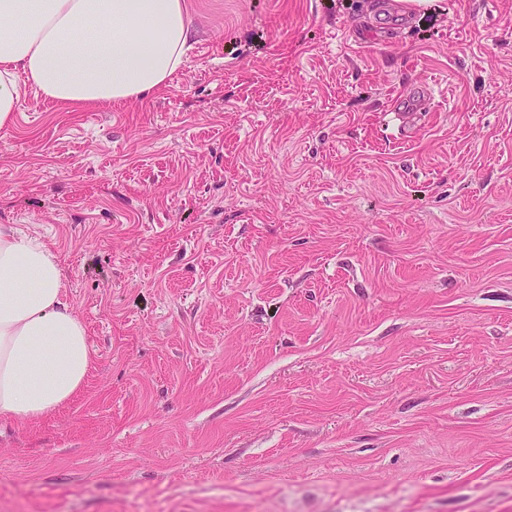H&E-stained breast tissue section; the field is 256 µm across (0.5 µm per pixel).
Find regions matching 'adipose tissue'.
I'll return each mask as SVG.
<instances>
[{"mask_svg": "<svg viewBox=\"0 0 512 512\" xmlns=\"http://www.w3.org/2000/svg\"><path fill=\"white\" fill-rule=\"evenodd\" d=\"M192 36L185 0H0V126L26 77L62 105H112L165 87ZM93 355L50 248L0 225V416L69 404Z\"/></svg>", "mask_w": 512, "mask_h": 512, "instance_id": "1", "label": "adipose tissue"}]
</instances>
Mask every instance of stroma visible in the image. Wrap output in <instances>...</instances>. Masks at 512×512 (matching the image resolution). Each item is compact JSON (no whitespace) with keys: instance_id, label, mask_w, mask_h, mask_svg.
I'll list each match as a JSON object with an SVG mask.
<instances>
[{"instance_id":"obj_1","label":"stroma","mask_w":512,"mask_h":512,"mask_svg":"<svg viewBox=\"0 0 512 512\" xmlns=\"http://www.w3.org/2000/svg\"><path fill=\"white\" fill-rule=\"evenodd\" d=\"M186 2L165 88L0 127L93 352L0 512H512V0Z\"/></svg>"}]
</instances>
